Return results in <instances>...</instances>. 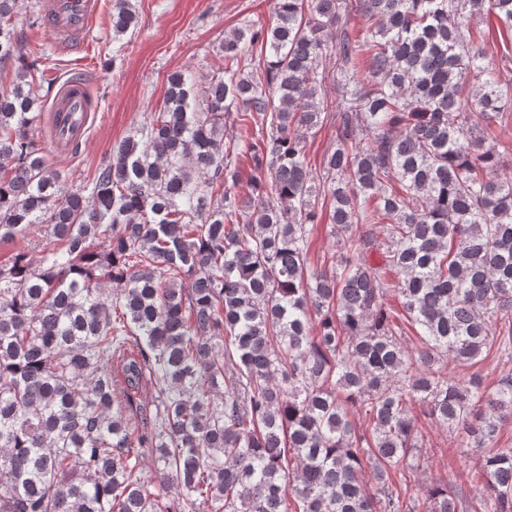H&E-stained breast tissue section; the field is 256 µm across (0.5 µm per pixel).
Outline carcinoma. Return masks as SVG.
Instances as JSON below:
<instances>
[{
	"label": "carcinoma",
	"mask_w": 512,
	"mask_h": 512,
	"mask_svg": "<svg viewBox=\"0 0 512 512\" xmlns=\"http://www.w3.org/2000/svg\"><path fill=\"white\" fill-rule=\"evenodd\" d=\"M16 5L0 0V242L48 235L0 265V512H512V373L486 394L440 364L512 359V142L486 143L512 86L473 49L512 33V0H354L374 20L356 35L341 0H276L274 23L224 39L202 109L171 74L141 138L70 191L31 131ZM135 24L113 0L114 34ZM330 49L350 104L316 175ZM233 110L258 126L235 155L269 173L246 195ZM325 216L340 246L317 269ZM428 424L489 449L476 495L412 493Z\"/></svg>",
	"instance_id": "obj_1"
}]
</instances>
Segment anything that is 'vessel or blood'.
I'll return each mask as SVG.
<instances>
[{
    "instance_id": "1",
    "label": "vessel or blood",
    "mask_w": 512,
    "mask_h": 512,
    "mask_svg": "<svg viewBox=\"0 0 512 512\" xmlns=\"http://www.w3.org/2000/svg\"><path fill=\"white\" fill-rule=\"evenodd\" d=\"M101 9V0H40L39 12L51 33L55 49L71 53L88 40ZM90 120V104L84 83L61 84L51 108L50 143L58 154L72 153L82 142Z\"/></svg>"
}]
</instances>
